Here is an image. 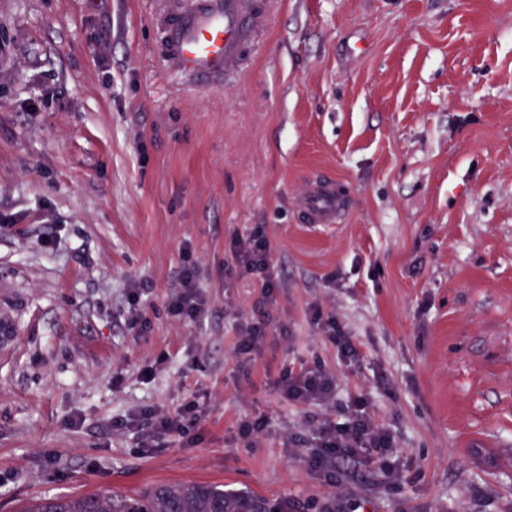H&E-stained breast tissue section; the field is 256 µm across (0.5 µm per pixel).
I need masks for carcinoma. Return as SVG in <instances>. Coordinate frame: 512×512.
I'll list each match as a JSON object with an SVG mask.
<instances>
[{
  "label": "carcinoma",
  "instance_id": "cac0c4a2",
  "mask_svg": "<svg viewBox=\"0 0 512 512\" xmlns=\"http://www.w3.org/2000/svg\"><path fill=\"white\" fill-rule=\"evenodd\" d=\"M21 512H288V504L206 483H158L137 495L112 491L49 497Z\"/></svg>",
  "mask_w": 512,
  "mask_h": 512
}]
</instances>
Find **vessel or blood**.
Listing matches in <instances>:
<instances>
[{
	"mask_svg": "<svg viewBox=\"0 0 512 512\" xmlns=\"http://www.w3.org/2000/svg\"><path fill=\"white\" fill-rule=\"evenodd\" d=\"M258 20L252 0H203L166 21L164 57L185 76L215 78L239 66L241 48ZM300 210L304 223H339L345 203L336 180L310 177Z\"/></svg>",
	"mask_w": 512,
	"mask_h": 512,
	"instance_id": "1",
	"label": "vessel or blood"
}]
</instances>
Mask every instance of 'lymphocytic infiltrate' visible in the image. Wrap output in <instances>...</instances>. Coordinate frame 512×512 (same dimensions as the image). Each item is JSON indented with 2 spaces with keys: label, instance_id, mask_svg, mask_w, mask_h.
Returning a JSON list of instances; mask_svg holds the SVG:
<instances>
[{
  "label": "lymphocytic infiltrate",
  "instance_id": "1",
  "mask_svg": "<svg viewBox=\"0 0 512 512\" xmlns=\"http://www.w3.org/2000/svg\"><path fill=\"white\" fill-rule=\"evenodd\" d=\"M229 260L225 269H237L250 276L261 288L254 305L256 317L241 327L236 353L248 356L259 353L265 343L268 327L276 319L277 282L272 271L270 241L263 226L250 233L233 236L228 245ZM171 317L181 321H200L206 312V299L200 289L198 269L190 250H183L177 283L167 299ZM315 323L330 343L345 367H359L362 354L354 336L347 332L335 315L315 311ZM289 404L322 406L320 416L309 419V433H292L289 443L297 447L311 446L306 462L311 469L333 471L337 463L356 461L373 465L391 484L401 481L402 472L397 465L395 441L391 430L376 417L370 401L364 396L352 397L339 404L338 381L335 373L321 362H300L283 370L273 383ZM198 403H188L175 412L145 408L128 417L112 421L116 430L137 429V445L153 447L157 438L177 435L188 436L201 419Z\"/></svg>",
  "mask_w": 512,
  "mask_h": 512
}]
</instances>
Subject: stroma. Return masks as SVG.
I'll list each match as a JSON object with an SVG mask.
<instances>
[{
	"instance_id": "1",
	"label": "stroma",
	"mask_w": 512,
	"mask_h": 512,
	"mask_svg": "<svg viewBox=\"0 0 512 512\" xmlns=\"http://www.w3.org/2000/svg\"><path fill=\"white\" fill-rule=\"evenodd\" d=\"M191 2L0 0V512L158 482L288 512H512V0H264L238 69L205 86L163 55ZM314 175L346 194L340 223L302 222ZM258 224L279 322L246 364L259 289L225 277L224 250ZM187 246L198 323L166 306ZM301 359L371 400L401 486L289 446L319 409L272 382ZM189 401L195 443L111 428ZM259 415L272 427L247 444ZM313 319L330 343L336 347L339 360L347 368L360 366L362 354L354 336L347 332L333 314H325L320 309L314 312Z\"/></svg>"
}]
</instances>
